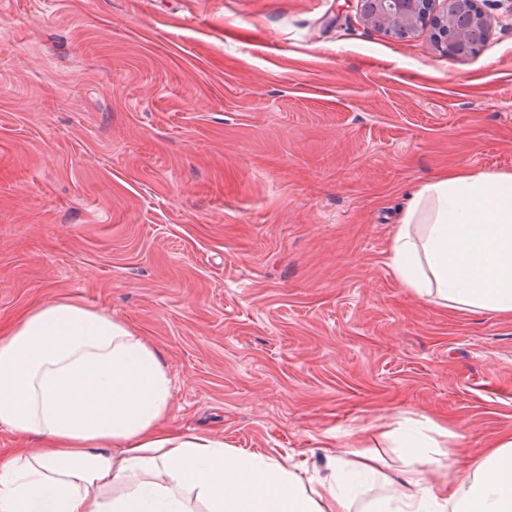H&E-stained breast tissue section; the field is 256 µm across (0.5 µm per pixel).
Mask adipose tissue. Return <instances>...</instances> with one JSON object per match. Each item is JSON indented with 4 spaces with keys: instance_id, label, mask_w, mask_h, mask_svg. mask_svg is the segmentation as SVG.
<instances>
[{
    "instance_id": "ef3b65f1",
    "label": "adipose tissue",
    "mask_w": 512,
    "mask_h": 512,
    "mask_svg": "<svg viewBox=\"0 0 512 512\" xmlns=\"http://www.w3.org/2000/svg\"><path fill=\"white\" fill-rule=\"evenodd\" d=\"M389 267L444 308L512 316V173L459 169L421 184ZM0 428L28 442L0 462V512H512V435L450 488L417 477L442 451L402 427L405 470L361 505L378 456L330 453L329 478L306 483L292 464L187 433L156 348L70 298L0 336Z\"/></svg>"
}]
</instances>
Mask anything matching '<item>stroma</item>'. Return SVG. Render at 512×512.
Here are the masks:
<instances>
[{"mask_svg": "<svg viewBox=\"0 0 512 512\" xmlns=\"http://www.w3.org/2000/svg\"><path fill=\"white\" fill-rule=\"evenodd\" d=\"M452 60L357 0H0V335L68 297L161 353L180 427L405 467L407 419L463 457L512 433V316L445 309L388 266L452 169L512 172V0Z\"/></svg>", "mask_w": 512, "mask_h": 512, "instance_id": "stroma-1", "label": "stroma"}]
</instances>
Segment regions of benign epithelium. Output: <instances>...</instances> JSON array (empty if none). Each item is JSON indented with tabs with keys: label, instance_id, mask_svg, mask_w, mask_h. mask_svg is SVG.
Returning <instances> with one entry per match:
<instances>
[{
	"label": "benign epithelium",
	"instance_id": "7a95c632",
	"mask_svg": "<svg viewBox=\"0 0 512 512\" xmlns=\"http://www.w3.org/2000/svg\"><path fill=\"white\" fill-rule=\"evenodd\" d=\"M473 0H358L365 23L391 36L407 38L426 24L430 11L439 12L434 40L450 59L469 55L487 38L489 22L474 12Z\"/></svg>",
	"mask_w": 512,
	"mask_h": 512
}]
</instances>
